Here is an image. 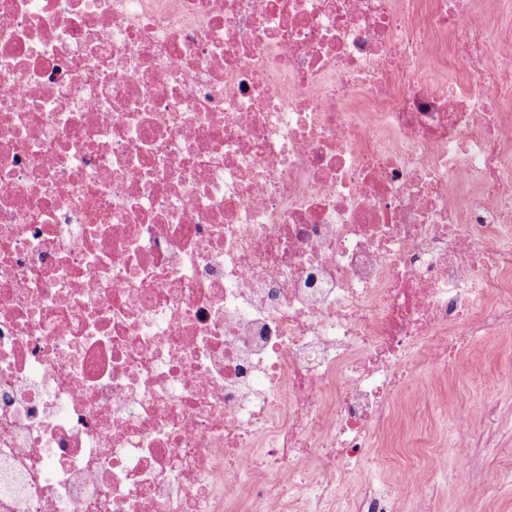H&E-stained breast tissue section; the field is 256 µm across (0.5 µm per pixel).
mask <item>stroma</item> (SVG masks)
<instances>
[{
	"label": "stroma",
	"mask_w": 512,
	"mask_h": 512,
	"mask_svg": "<svg viewBox=\"0 0 512 512\" xmlns=\"http://www.w3.org/2000/svg\"><path fill=\"white\" fill-rule=\"evenodd\" d=\"M496 371L500 384L485 392L474 376ZM465 409L476 430V444L469 455L475 477L467 489L456 482V464L450 449L456 431L444 404ZM374 454L408 455L422 468L423 492L434 494L438 512H464L463 500L482 498L485 512H512V480L504 481L493 495H485L487 472L512 473V367L488 357L482 346L464 347L456 366L447 375L434 377L429 395L422 401L419 415L398 413L384 431Z\"/></svg>",
	"instance_id": "obj_1"
}]
</instances>
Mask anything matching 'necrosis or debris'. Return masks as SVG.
Here are the masks:
<instances>
[{
	"label": "necrosis or debris",
	"mask_w": 512,
	"mask_h": 512,
	"mask_svg": "<svg viewBox=\"0 0 512 512\" xmlns=\"http://www.w3.org/2000/svg\"><path fill=\"white\" fill-rule=\"evenodd\" d=\"M508 267L512 0H0V512H436ZM481 371L500 373V384L486 393L474 380ZM457 404L469 414L476 430V444L467 448L474 466V481L461 490L455 478L456 464L449 449L456 438L452 420L444 404ZM512 366L488 357L481 345L464 347L456 366L448 375L432 379L429 395L422 400L419 415L399 412L384 431L370 457L378 454L408 455L422 468L418 493H433L438 512H467L466 494L482 498L485 512H512ZM511 448V453L508 449ZM511 473L490 496L482 483L487 472Z\"/></svg>",
	"instance_id": "necrosis-or-debris-1"
}]
</instances>
